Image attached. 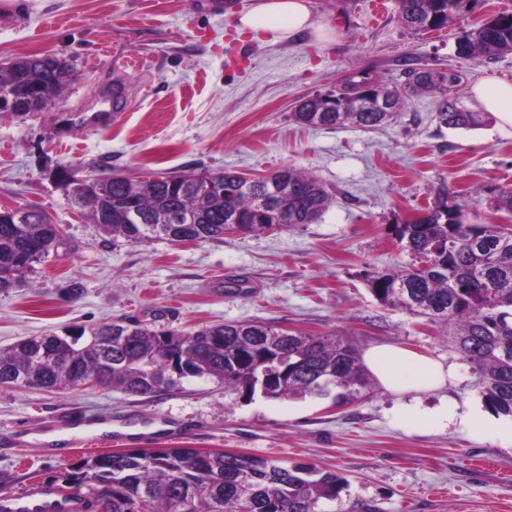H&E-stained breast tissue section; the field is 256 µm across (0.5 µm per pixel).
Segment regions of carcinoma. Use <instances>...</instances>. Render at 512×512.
Here are the masks:
<instances>
[{"label":"carcinoma","instance_id":"obj_1","mask_svg":"<svg viewBox=\"0 0 512 512\" xmlns=\"http://www.w3.org/2000/svg\"><path fill=\"white\" fill-rule=\"evenodd\" d=\"M482 0H397L398 19L414 18L435 30L475 12ZM456 53L470 60L493 59L512 53V12L493 15L480 26L462 32ZM407 82L392 89L366 69H351L341 87L329 92L340 104L366 86L395 98L396 112L408 97L437 93V118L451 129H471L482 113L461 112L463 74L414 67L403 59ZM73 72L48 70L37 56L25 55L0 73V97L20 98L16 112L31 110L36 92L61 95ZM324 112L302 104L294 118L309 127H380L395 112H337L324 121ZM224 184V197L198 196L186 180L158 186L148 179L107 177L80 181L81 200L66 195L68 204L100 223L97 202L106 196L119 201L132 196L139 224H151L147 244L170 239V230L189 214L203 218L190 235L196 242L224 236L226 213L241 216L249 233L283 231L312 224L331 199L318 180L293 167L268 180L243 184L231 171L208 172ZM294 184L297 193L260 208L270 197V183ZM482 191L497 212L512 216V187L485 186ZM456 192L443 184L433 204L423 212L390 227L391 236L406 252L404 265L366 273L375 300L384 307L408 311L445 325L459 351L482 380L480 394L497 415L512 416V233L501 224H467ZM66 231L52 223L37 206L16 209L15 218L0 220V292L7 291L35 265L67 255ZM103 325L84 342L74 336H31L0 348V384L29 373L39 388L65 392L80 387L77 374L102 375L98 384L133 396L156 397L183 388L188 381H216L246 394L271 399L332 398L351 405L372 388L358 344L350 338L288 331L258 321L216 323L183 333L165 326L132 321L128 334L106 340ZM58 490L74 512H354L341 492L345 476L311 464H284L220 450L150 448L113 451L78 459L59 477ZM326 504L336 508L327 510Z\"/></svg>","mask_w":512,"mask_h":512}]
</instances>
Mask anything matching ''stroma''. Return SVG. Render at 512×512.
<instances>
[{"instance_id":"35a3bbf8","label":"stroma","mask_w":512,"mask_h":512,"mask_svg":"<svg viewBox=\"0 0 512 512\" xmlns=\"http://www.w3.org/2000/svg\"><path fill=\"white\" fill-rule=\"evenodd\" d=\"M253 0H0V62L53 54L75 79L54 103L0 112V209L34 205L61 225L71 248L0 292V347L27 336L79 335L117 320L182 332L203 325L264 321L312 335L348 336L360 347L406 345L455 364L447 394L481 404L479 379L443 325L381 307L366 271L408 260L389 227L431 203L448 184L463 195L466 222L503 223L483 191L512 185V134L495 117L469 130L439 125L435 97L408 98L378 128H305L292 114L306 96L336 89L350 68L373 70L403 87L400 66L462 71L467 82L512 81V53L466 60L460 30L482 15L512 11L487 0L481 13L444 30L413 35L396 0H312L333 29L269 43L238 32ZM126 90L120 121L86 128ZM284 167L311 173L332 202L313 224L200 243L145 245L105 234L74 211L54 173L77 179L119 173L166 176L231 170L265 176ZM243 290L227 293L228 279ZM83 292L74 296L70 284ZM401 396L381 386L359 402L269 399L215 382L148 398L112 388L66 393L0 387V495L19 496L58 479L76 458L120 449L241 452L304 462L345 475V504L379 512H512V447L490 432L458 426L411 431L392 421ZM76 411L112 422L111 432L72 444L61 421Z\"/></svg>"}]
</instances>
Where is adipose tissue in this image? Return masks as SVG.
<instances>
[{
    "label": "adipose tissue",
    "mask_w": 512,
    "mask_h": 512,
    "mask_svg": "<svg viewBox=\"0 0 512 512\" xmlns=\"http://www.w3.org/2000/svg\"><path fill=\"white\" fill-rule=\"evenodd\" d=\"M240 27L270 43L307 32L319 40L333 34L332 29L315 22L310 0H254L252 7L241 15ZM471 93L482 110L497 117L501 131L512 129V82L481 79L472 84ZM363 360L378 383L397 394L440 390L455 379L453 366L406 347L371 346L365 350ZM392 418L414 430H440L455 425L477 431L484 425L482 415L475 409L461 408L445 398L431 407L418 402L398 406Z\"/></svg>",
    "instance_id": "1"
}]
</instances>
